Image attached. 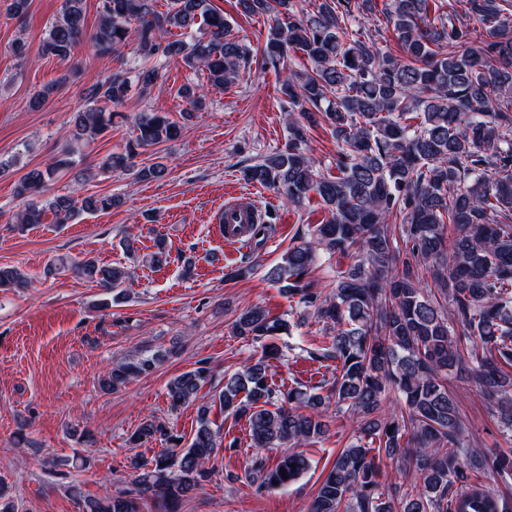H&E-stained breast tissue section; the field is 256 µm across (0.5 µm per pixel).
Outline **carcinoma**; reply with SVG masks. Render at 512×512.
<instances>
[{"label": "carcinoma", "instance_id": "carcinoma-1", "mask_svg": "<svg viewBox=\"0 0 512 512\" xmlns=\"http://www.w3.org/2000/svg\"><path fill=\"white\" fill-rule=\"evenodd\" d=\"M85 0H62L41 42L45 56L66 60L89 38L97 55L110 57L136 42L141 64L119 67L85 89L83 108L61 153L46 167L20 179L17 192L31 199L16 213L22 230L48 212L68 224L81 212L112 209L111 195H57L39 199L43 188L74 163L79 144L112 128L132 87L150 93L160 78L152 61L180 60L202 70L212 86L235 83L249 64L250 50L229 37L230 24L210 0H98V27L85 32ZM465 20L431 21L442 0H390L383 14L399 53L383 52L360 39V18L376 12V0H320L311 11L298 0H237L246 16L273 20L262 48L263 63L276 65L292 51L307 60L303 70L283 68L281 91L288 98V143L247 165L249 182L271 188L291 207L317 195L328 212L308 227L300 242L265 271L267 280L297 299L323 323L311 358L334 363L324 388L275 389L264 355L224 376L217 395L225 412L247 416L256 448L290 444L298 451L268 466L259 461L245 480L259 489L286 487L311 467L302 446L328 431L329 402L346 410L357 434L337 453L309 512H512V502L479 482L512 480V457L472 448L459 401L448 379L472 375L482 397L512 444V0H460ZM195 27L192 43L173 35ZM176 96L200 109L199 85L186 83ZM323 118L339 147L337 174L326 176L306 153L309 130ZM179 122L158 112L140 116L125 152L110 153L102 172L125 170L143 151L176 139ZM148 255L167 264L165 240ZM350 256L326 296L308 276L319 255ZM436 288L421 287L419 269ZM70 270L112 294L126 297L131 272L94 258L54 259L47 273ZM25 275L0 267V289L20 288ZM303 315L274 316L261 307L240 311L233 333L262 340L289 335ZM283 332H278V329ZM159 358L142 354L112 366L101 388L118 389L150 374ZM211 377L205 362L167 386L173 409L199 399ZM326 393H320V390ZM395 403L399 410L389 412ZM210 406L198 407V428L181 451L168 448L151 458L134 457V488L87 503V512H139L145 498L179 512L187 494L216 472L210 465L222 447L212 428ZM165 432L152 417L131 436L147 442ZM402 460L410 482H379L383 458ZM286 474H281V471Z\"/></svg>", "mask_w": 512, "mask_h": 512}]
</instances>
